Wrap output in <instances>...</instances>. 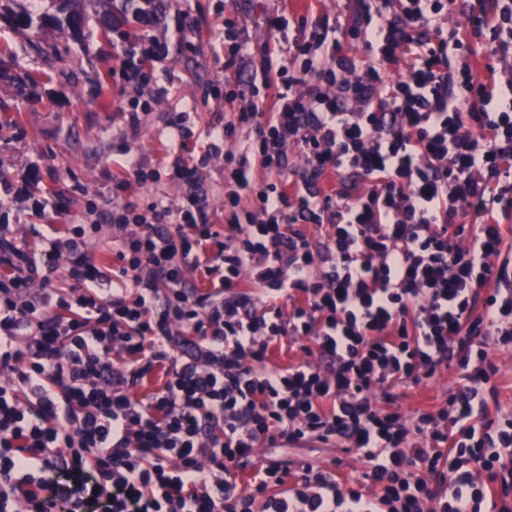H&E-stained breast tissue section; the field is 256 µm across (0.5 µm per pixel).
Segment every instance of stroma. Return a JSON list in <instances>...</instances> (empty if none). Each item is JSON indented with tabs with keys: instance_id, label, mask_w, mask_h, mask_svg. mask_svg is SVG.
<instances>
[{
	"instance_id": "35a3bbf8",
	"label": "stroma",
	"mask_w": 512,
	"mask_h": 512,
	"mask_svg": "<svg viewBox=\"0 0 512 512\" xmlns=\"http://www.w3.org/2000/svg\"><path fill=\"white\" fill-rule=\"evenodd\" d=\"M6 15L0 18V47L10 53V77L0 76V175L11 179L31 171L30 198L14 203L11 218L24 224L27 233L45 231L50 224H77L84 208L112 193V177L119 172L122 145H129L145 169L158 167L164 148H184L197 155L209 126L224 122V49L211 41L218 30L223 8L242 11L250 21L251 38L265 34V12L279 10L293 17H329L347 22L349 0H163L156 23L145 35L164 38L170 54L155 64L150 85L161 97L142 114L137 135H130L118 104L125 102L120 83L111 79L112 67L121 52L119 42L92 32L75 39L69 31L51 29L50 43L59 56L41 57L12 29L8 13L37 11V0H5ZM195 19L194 33L177 39L174 19L182 12ZM34 75L26 91H19L12 77ZM113 106L102 109V94ZM188 113L191 131L178 141L168 123L174 113ZM48 198L46 207L36 199ZM259 455L284 461L308 460L332 469L340 451L335 443L318 441L301 447L272 450Z\"/></svg>"
}]
</instances>
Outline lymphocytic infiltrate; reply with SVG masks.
Here are the masks:
<instances>
[{
	"instance_id": "f902f5d3",
	"label": "lymphocytic infiltrate",
	"mask_w": 512,
	"mask_h": 512,
	"mask_svg": "<svg viewBox=\"0 0 512 512\" xmlns=\"http://www.w3.org/2000/svg\"><path fill=\"white\" fill-rule=\"evenodd\" d=\"M350 2L344 24L265 13L256 42L225 11L231 118L167 160L180 198L125 203L159 175L113 176L102 258L98 205L49 238L0 224V512H512V0L451 39L450 0ZM485 33L484 67L453 62ZM169 52L127 43L123 88ZM218 161L220 228L195 188ZM286 344L316 362L275 363ZM312 439L361 478L254 456ZM498 368L499 382L502 385L500 400L507 407L512 408V352H492ZM453 380L452 374L445 373L444 376L432 381L426 387L408 390L400 400L403 410L407 412L420 404L435 405L439 403L446 394L448 396V390L453 387Z\"/></svg>"
}]
</instances>
